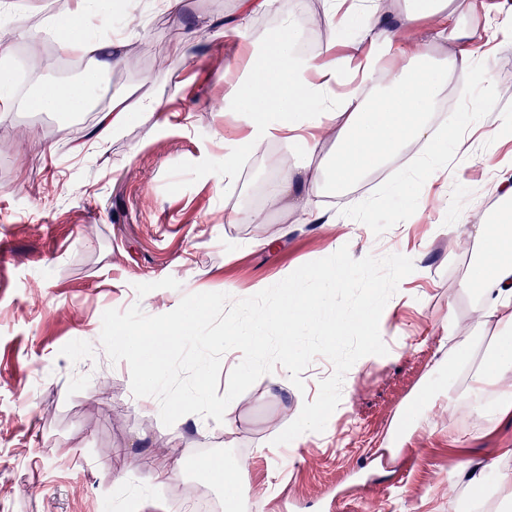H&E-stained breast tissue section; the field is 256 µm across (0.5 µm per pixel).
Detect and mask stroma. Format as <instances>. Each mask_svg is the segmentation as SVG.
<instances>
[{
    "instance_id": "stroma-1",
    "label": "stroma",
    "mask_w": 512,
    "mask_h": 512,
    "mask_svg": "<svg viewBox=\"0 0 512 512\" xmlns=\"http://www.w3.org/2000/svg\"><path fill=\"white\" fill-rule=\"evenodd\" d=\"M124 3L120 11L86 15L89 39L121 57L151 42L164 63L109 66L91 104L66 118L34 109L31 95L44 84L79 81L95 58L70 68L51 60L55 0H0V50L7 53L0 68L26 53L13 37L19 29L37 33L48 57L11 88L14 109L0 118V512H128L143 488L167 512H193L201 489L222 512H462L470 494L460 460H495L512 471L504 455L512 424L480 435L468 430L467 408L450 416L427 403L448 379L440 346L448 313L464 335L472 333V297L460 286L471 254L448 247L465 227L449 224L447 210L429 204L417 216L409 205L430 184L444 198H465L466 219L496 214L500 163L512 152V140L497 134L500 116L512 114V41L494 31L501 6L512 0H475L466 21L485 32L470 47L484 63V80L473 85L454 75L444 85L458 113L471 99L494 98L467 152L448 151L445 165L419 169L402 194L380 195L409 160L398 155L348 196L326 193L300 209L277 198L259 209L252 201L300 151L277 143L265 157H239L232 178L224 176V156L237 151L242 134L219 113L241 105L229 95L224 70L277 31L278 12L240 23L238 0H223L217 11L206 0H182L174 11L158 0ZM329 8L330 0H302V42L316 47L329 38L342 55L355 54L363 25L323 36ZM397 38L437 58L453 51L432 18ZM121 95L160 106L134 110L95 139L100 112ZM369 199L374 208L353 223ZM308 210L318 222L305 221ZM343 246L356 259L402 254L415 270L382 312L387 354L349 369L323 432L274 442L332 374L326 357L303 371V388L278 365L231 402L222 422L194 415L167 427L158 409L137 404L128 364L111 361L100 341L105 310L137 304L160 315L197 292L245 298L256 282L281 280ZM414 413L423 426L406 431L404 448L390 446L396 416ZM165 456L183 466L159 484L153 463ZM220 457L248 486L244 504L226 500L211 480L209 467Z\"/></svg>"
}]
</instances>
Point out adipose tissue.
<instances>
[{"mask_svg": "<svg viewBox=\"0 0 512 512\" xmlns=\"http://www.w3.org/2000/svg\"><path fill=\"white\" fill-rule=\"evenodd\" d=\"M90 4L91 0H65L59 11L67 22L59 40L63 52H97L83 26ZM472 8V0H411L403 21L411 25L434 17L448 22L450 39L472 41L476 30L452 24L453 18ZM272 9L281 16L278 35L265 52H249L226 68L224 77L242 91L248 125L240 143L242 154L265 153L275 141L306 153L294 168L279 173L271 187L276 197L296 207L302 198L321 195L328 186L346 190L409 147L415 148L419 166L438 163L437 133L429 114L445 77L480 80V68L469 53L436 59L424 48H402L378 0H371L359 16L369 40L357 60L340 55L333 42L306 58L297 50L296 6L286 0H240L246 17ZM347 72L354 84L346 94L337 95L333 86ZM374 76L381 91L370 99L364 87ZM99 80L100 71L94 68L79 81L41 86L34 105L43 112L74 111L88 105V90ZM331 137L336 150L328 167H312L309 155ZM460 245L476 256L465 284L472 296L473 318L480 334L492 339L493 353L477 360L463 352L457 342L458 318L449 314L442 327V340L448 345V387L440 396L451 412L469 404L471 428L488 434L512 420V223L479 219L469 225ZM463 469L473 494L489 491L500 502L512 503V474L501 471L497 463L470 460Z\"/></svg>", "mask_w": 512, "mask_h": 512, "instance_id": "adipose-tissue-1", "label": "adipose tissue"}]
</instances>
